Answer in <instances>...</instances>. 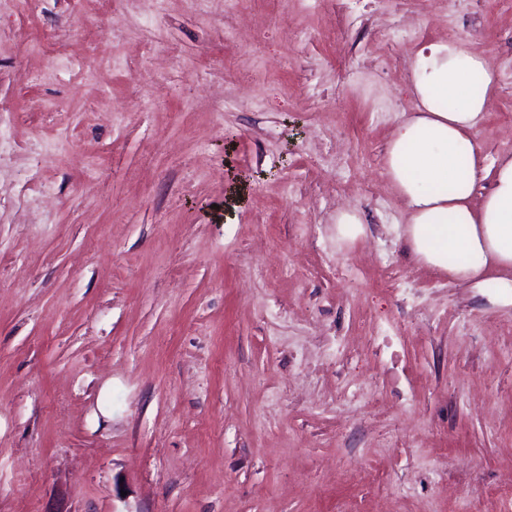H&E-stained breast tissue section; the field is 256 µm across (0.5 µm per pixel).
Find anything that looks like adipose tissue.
I'll list each match as a JSON object with an SVG mask.
<instances>
[{"mask_svg":"<svg viewBox=\"0 0 512 512\" xmlns=\"http://www.w3.org/2000/svg\"><path fill=\"white\" fill-rule=\"evenodd\" d=\"M495 76L461 38L425 42L412 62L417 110L393 133L386 174L408 213L405 241L417 261L475 288L512 300V155L494 164L474 204L484 168L477 126Z\"/></svg>","mask_w":512,"mask_h":512,"instance_id":"1","label":"adipose tissue"}]
</instances>
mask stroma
I'll return each instance as SVG.
<instances>
[{"label": "stroma", "mask_w": 512, "mask_h": 512, "mask_svg": "<svg viewBox=\"0 0 512 512\" xmlns=\"http://www.w3.org/2000/svg\"><path fill=\"white\" fill-rule=\"evenodd\" d=\"M459 37L512 54V0H0V512H512V305L385 175ZM337 231L343 238L355 239L364 232L363 222L354 210H342L336 216Z\"/></svg>", "instance_id": "1"}]
</instances>
